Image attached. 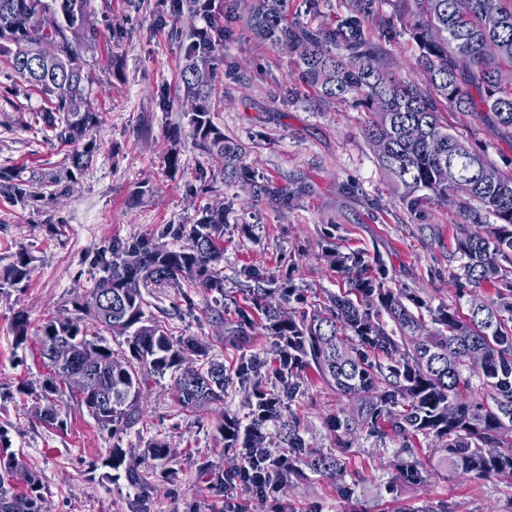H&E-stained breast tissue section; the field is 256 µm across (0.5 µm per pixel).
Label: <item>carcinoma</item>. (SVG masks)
I'll return each mask as SVG.
<instances>
[{
  "mask_svg": "<svg viewBox=\"0 0 512 512\" xmlns=\"http://www.w3.org/2000/svg\"><path fill=\"white\" fill-rule=\"evenodd\" d=\"M89 0H0V62L19 83L38 89L48 107L47 127L74 145L69 157L78 173L99 149L94 133L101 125L89 96L92 76L84 70L81 49L95 40L98 28L88 12ZM353 13L335 28L278 27L279 0H266L252 15L259 35L276 37L294 53L297 80L324 100L352 97L375 115L365 129L377 159L412 210L437 197L458 200L468 223L459 228L456 252L462 263L454 276L457 299L468 312L448 305L430 311L431 324L415 313L423 300L387 285L383 264L362 250L344 252L327 242L323 256L344 276L343 291L329 303L300 313L291 303L302 299L293 282L254 295L253 308L265 320L270 336L288 337V348L276 345L277 357L288 356V381L276 369L280 389L266 388L261 368L251 358L239 364L238 384L250 389V413L282 412L299 391L300 373L309 368L336 393L352 401L329 422L336 444L344 448L357 434L402 438L403 447L418 437L446 452L448 471L477 479L512 480V175L488 163L476 150L448 131L441 112H484L512 135V83L498 76L512 71V0H399L411 17L418 64L426 75L419 87L387 68L367 41L360 16L371 0H355ZM208 15V25L189 27L186 65L181 71L185 116L195 142L238 173V150L224 140L211 120L209 98L224 47V0H178L168 17L177 23ZM456 179L444 180L442 168ZM0 195L24 204L34 198L27 184L0 170ZM498 223L488 224L483 213ZM224 205L205 208L178 248L148 238L117 242L94 256L99 277L84 297L63 308L36 336L48 368L40 419L64 425L57 396L68 374L84 371L94 388L70 399L116 436L139 424L150 387L166 374L173 378L178 405L193 411L224 402L229 378L224 365L207 359V347L195 337L175 339L150 324L146 288H180L189 282L224 295V276L215 269L224 251ZM31 257L24 250L0 271V291L30 277ZM490 287L492 296L474 289ZM91 317L89 331L85 317ZM15 344L28 341V320L14 316ZM125 337L119 355L102 333ZM478 381L480 391L474 390ZM283 440L293 452L284 479L303 474L300 462L314 472L335 474L341 461L314 455L297 420L282 423ZM224 447L265 448L262 428L251 422L222 421ZM144 455L170 462L175 450L151 440ZM102 466L124 468L134 484L153 476L115 445ZM403 480L426 481V470L414 462L400 466ZM0 512H49L41 474L15 451L0 429Z\"/></svg>",
  "mask_w": 512,
  "mask_h": 512,
  "instance_id": "cac0c4a2",
  "label": "carcinoma"
}]
</instances>
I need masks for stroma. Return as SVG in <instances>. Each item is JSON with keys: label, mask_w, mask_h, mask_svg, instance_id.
<instances>
[{"label": "stroma", "mask_w": 512, "mask_h": 512, "mask_svg": "<svg viewBox=\"0 0 512 512\" xmlns=\"http://www.w3.org/2000/svg\"><path fill=\"white\" fill-rule=\"evenodd\" d=\"M224 63L216 81L224 101L212 118L239 151L241 176H225L197 147L184 116L180 74L185 64L160 0H90L94 17L108 16L96 41L82 48L93 76L90 100L101 117L99 149L92 164L70 177V145L47 128L40 114L47 103L33 89L15 93L10 71L0 64V169L28 181L36 196L20 205L0 197V269L18 249L32 258L23 287L0 293V428L11 447L42 475L51 512H222L224 498L211 473L238 461L217 431L221 419L248 421L249 407L237 383L224 402L194 411L181 409L171 379L154 385L144 421L112 437L75 402L61 404L63 428L45 425L38 411L46 369L35 337L43 323L91 288L98 272L92 257L113 242L164 238L167 228H190L208 204L224 203V291L196 286L150 288L145 310L174 338L196 337L211 358L234 373L241 358L273 361V337L260 326L231 336L228 324L247 307L257 282L280 286L292 280L308 302L338 290V274L322 257L323 241L335 233L341 249L361 248L380 257L390 287L416 295L429 306L454 304L451 275L460 259L456 230L465 216L456 199L433 198L422 214L411 213L380 168L365 129L371 113L350 102L316 99L290 74L292 57L280 42L254 33L252 14L264 0H224ZM353 0H282L285 25L337 27L351 15ZM398 0H372L362 18L365 37L394 71L423 83L415 65L413 31L398 17ZM451 132L468 140L488 162L512 173V141L492 119L470 112H445ZM176 152V169L163 158ZM286 188L288 202L258 193L259 183ZM68 195L52 197L55 185ZM198 186L187 201L188 185ZM29 319L31 339L16 345L15 312ZM291 405L314 451H340L345 470L292 479L276 498L259 504L245 493L236 501L246 512H512V483L449 477L445 456L431 444L414 459L430 473L421 484L405 483L397 468L400 440L360 437L337 449L328 421L344 400L312 372H304ZM26 393H18L19 385ZM179 451L168 464L153 462L150 483L131 486L124 471L106 474L110 448L141 457L150 440Z\"/></svg>", "instance_id": "stroma-1"}]
</instances>
